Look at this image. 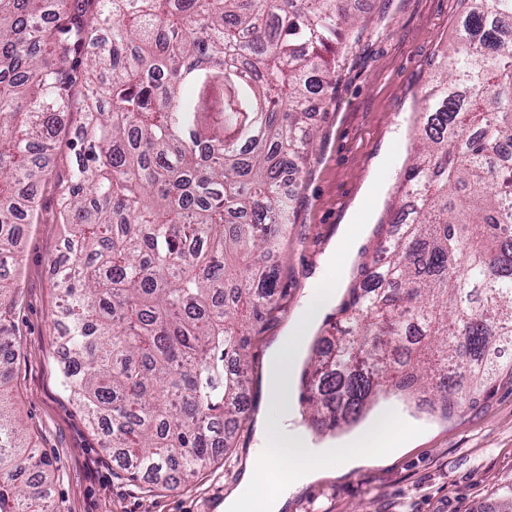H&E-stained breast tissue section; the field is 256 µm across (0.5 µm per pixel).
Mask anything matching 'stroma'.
<instances>
[{"label": "stroma", "mask_w": 512, "mask_h": 512, "mask_svg": "<svg viewBox=\"0 0 512 512\" xmlns=\"http://www.w3.org/2000/svg\"><path fill=\"white\" fill-rule=\"evenodd\" d=\"M357 36L336 73L333 104L316 114L318 135L306 171L289 187L295 197L287 246L276 262L279 306L251 334L248 419L228 454L191 482L139 489L103 449L62 385L57 339V271L65 228L56 210L60 187L75 168V131L86 90L75 85L69 112L53 142L51 172L40 190L39 219L27 225L11 266L7 300L12 347L0 366L11 371L8 401L39 455L51 464V512H216L235 490L260 423L276 411L267 393L271 346L302 309L311 279L344 224L356 216L377 176L380 155L397 156L377 195L365 236L337 291L345 299L362 263L375 260V229L394 202L413 147L412 127L425 106L430 72L455 37L461 0H358ZM422 428L413 447L390 460L314 481L288 501L286 512H512V384L480 396L449 418L431 417L386 395Z\"/></svg>", "instance_id": "35a3bbf8"}]
</instances>
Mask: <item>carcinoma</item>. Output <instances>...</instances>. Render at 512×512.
<instances>
[{
    "label": "carcinoma",
    "mask_w": 512,
    "mask_h": 512,
    "mask_svg": "<svg viewBox=\"0 0 512 512\" xmlns=\"http://www.w3.org/2000/svg\"><path fill=\"white\" fill-rule=\"evenodd\" d=\"M357 0H0V264L38 215L73 87L87 99L58 191L63 384L130 481L185 480L228 447L249 336L278 304L272 257L332 102ZM430 74L385 264L310 362L313 423H358L382 389L435 386L449 416L512 366V0H462ZM466 258L458 272L456 260ZM0 273V347L9 346ZM0 512H47V463L4 405Z\"/></svg>",
    "instance_id": "carcinoma-1"
}]
</instances>
